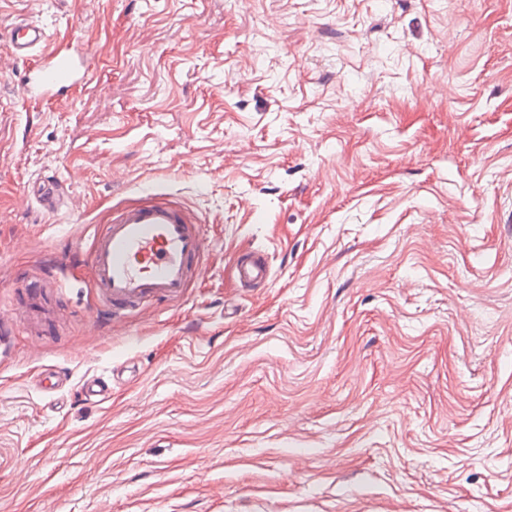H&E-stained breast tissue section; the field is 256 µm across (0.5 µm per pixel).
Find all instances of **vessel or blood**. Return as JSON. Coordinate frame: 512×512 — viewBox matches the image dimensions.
<instances>
[{"label":"vessel or blood","mask_w":512,"mask_h":512,"mask_svg":"<svg viewBox=\"0 0 512 512\" xmlns=\"http://www.w3.org/2000/svg\"><path fill=\"white\" fill-rule=\"evenodd\" d=\"M8 42L15 60L27 66L30 99L66 100L69 88L89 77L85 58L49 49L47 28L30 16L14 19ZM144 193L143 202L113 211L87 255L103 311L114 318L161 298L182 299L209 249L200 221L185 207L158 200L156 188H145ZM270 272L267 258L256 252L239 256L233 268L243 290L267 282ZM81 392L86 401L103 403L111 388L104 378L92 377Z\"/></svg>","instance_id":"b4317fda"}]
</instances>
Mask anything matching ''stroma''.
<instances>
[{"label":"stroma","instance_id":"stroma-1","mask_svg":"<svg viewBox=\"0 0 512 512\" xmlns=\"http://www.w3.org/2000/svg\"><path fill=\"white\" fill-rule=\"evenodd\" d=\"M21 14L92 78L31 100L0 35V308L58 287L0 354V512H512V0H0V32ZM145 185L210 249L93 324L68 252ZM46 366L111 401L44 397ZM267 258L256 252L239 256L233 268V276L241 290H249L267 282L270 277ZM81 392L86 401L104 403L110 397L111 387L103 377H92L84 381Z\"/></svg>","mask_w":512,"mask_h":512}]
</instances>
